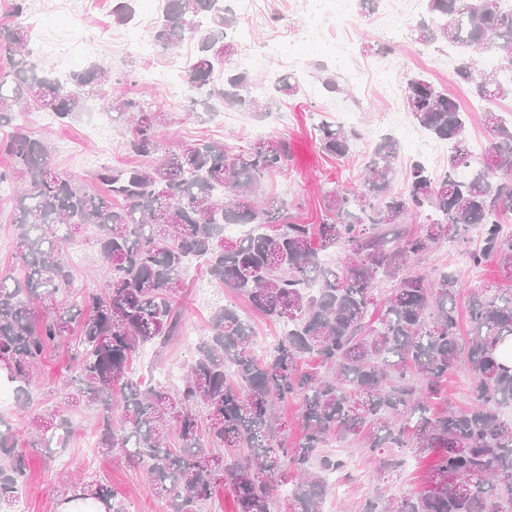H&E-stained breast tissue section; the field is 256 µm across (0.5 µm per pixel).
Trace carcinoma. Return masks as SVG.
Segmentation results:
<instances>
[{"label":"carcinoma","instance_id":"1","mask_svg":"<svg viewBox=\"0 0 512 512\" xmlns=\"http://www.w3.org/2000/svg\"><path fill=\"white\" fill-rule=\"evenodd\" d=\"M113 2L117 23L135 19L133 0ZM427 14L416 29L420 44L467 52L478 46L512 68V13L500 0H427ZM237 26L224 0H167L152 43L170 49L187 36L197 41L184 78L191 107L207 109L219 99L268 115L276 99L301 92L296 79L276 78L268 96L250 94L243 70H227L224 84L212 83L234 52L230 37ZM0 48L10 59V70L0 73V130H7L12 174L21 181L11 212L17 268L0 274V368L16 384L19 406L33 399L47 351L69 345L75 375L64 384L67 406L98 408V451L146 468L168 512H204L220 486L236 512H323L330 492L323 474L341 467L324 449L350 436L373 453L438 454L420 493L378 494L363 512H503L504 504L512 505V422L499 415L512 404V368L494 356L499 341L512 336V288L472 297V329L464 340L456 277L405 275L432 246L463 242L475 227L481 248L467 253L469 265L494 260L512 278V235L502 225L512 215V179H493L501 170L512 172V125L494 111L496 101L512 96L511 81L468 56L455 68L485 102L481 119L493 132L485 162L460 180L457 171L473 160L465 135L469 116L430 82L408 77L407 111L429 135L452 145L448 170L435 177L415 161L403 191L388 193L399 174V147L384 137L357 188L324 192L314 226L261 198L264 180L288 158L286 142L264 139L235 150L201 141L158 161L164 114L143 111L131 97H109V69L92 65L60 84L32 63L31 31L20 23L0 27ZM90 95L127 119V149L142 158L131 169H97V192L51 166L48 139L33 135L25 119L34 105L66 122ZM316 129L322 151L334 158L346 156L358 137L328 119ZM417 220L418 231L405 228ZM226 224L256 230L230 239ZM85 225L98 230L104 283L74 298L65 245ZM329 250L342 254L334 267L322 262ZM191 260L283 322L285 333L259 357L251 325L224 307L180 386L138 381L131 376L133 355L179 334L178 285ZM381 275L397 288L379 307L374 290ZM76 326L79 339L70 344ZM310 357L317 366L299 371ZM461 361L473 374L470 406L430 413L427 400ZM288 400L299 402L303 428L291 443L282 437L277 411ZM72 429L68 411L59 407L33 417L21 432L0 416V512H17L28 449L51 461ZM288 478L291 492L280 510L274 492ZM71 488L72 496L92 498L106 512H126L103 484L75 481Z\"/></svg>","mask_w":512,"mask_h":512}]
</instances>
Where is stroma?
<instances>
[{
	"mask_svg": "<svg viewBox=\"0 0 512 512\" xmlns=\"http://www.w3.org/2000/svg\"><path fill=\"white\" fill-rule=\"evenodd\" d=\"M410 7L409 0H395L393 11L382 16L354 13L355 25L347 32L353 53L343 69L325 65L326 46L300 44V52L310 61L312 82L318 84L327 77L335 79L343 89L339 102L358 114V129L363 138L356 141L350 154L341 159L328 157L319 147L315 124L324 113L325 101L312 92L278 99L270 116L227 105L218 117L202 110L194 112L187 98L169 99L161 88L140 81L139 73L145 64L160 66L170 53L160 49L152 61H145L128 43L134 24L121 25L113 19L112 0H101L100 10L82 17L79 27L93 31L101 26L107 29L96 61L112 71V82L108 87L112 95L131 96L140 99L148 109L165 111L167 123L159 132V154L179 150L200 139L220 141L235 148L252 140L254 129H262L264 136L286 140L290 150L288 159L267 179L266 196L285 205L299 220L316 224L320 221L324 190L353 186L381 135L388 132L389 113L404 111L407 74L423 75L437 89L456 99L463 111L471 112L466 132L469 140L485 142L490 138L480 116L472 112L476 97L467 84L455 77V62L444 55L442 48L423 47L405 37L395 44L393 51H376L375 46L381 41L379 20L393 21L395 16L407 13ZM266 11L273 17L274 24L257 29L255 42L281 35L297 42L303 15L296 10L294 0H267ZM355 69L362 71L363 76L354 83L346 74ZM32 131L47 136L52 146V166L89 189L94 186L91 175L100 166L126 167L139 163L138 157L125 149L129 127L119 121L113 123L110 136L105 138L93 135L81 116L46 128L36 125ZM95 237V230H86L78 243L81 258L71 264L74 291L92 289L100 283ZM479 245V238L474 236L463 247L437 245L424 253L414 267L419 274L448 272L458 279L457 307L461 316L460 331L464 334L470 329L467 314L471 296L477 293L491 296L499 289L512 286V280L504 276L496 261H489L476 271L470 268L466 252ZM179 294L183 312L179 336L165 346H150L139 351L131 363L132 373L151 384H158L156 372L162 368L170 367L178 374H185L209 320L220 306L234 307L250 321L255 333L256 354H265L270 342L284 330L281 323L254 310L243 296L215 283L201 265L188 267L179 283ZM72 374L73 363L68 350L49 351L30 405L22 408L12 404L0 414L21 425L40 413L43 407L63 405L62 385ZM71 418L75 424L74 433L54 461H46L37 453L30 456L22 497L23 512H58L66 495L59 479L63 472L80 480L108 485L117 492L127 512H166L164 501L153 494L143 467H130L98 452V415L94 407L81 406L72 411ZM335 454L343 467L336 473L337 487L324 502L323 512H361L364 501L380 492L393 497L417 493L424 488L436 460L432 454L413 455L408 466L388 475L381 473L376 454L363 448L362 444H343Z\"/></svg>",
	"mask_w": 512,
	"mask_h": 512,
	"instance_id": "1",
	"label": "stroma"
}]
</instances>
